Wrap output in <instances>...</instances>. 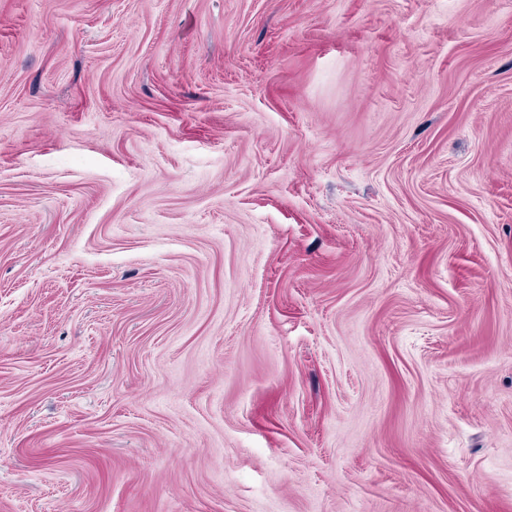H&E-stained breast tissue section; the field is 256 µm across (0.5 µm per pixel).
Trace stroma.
I'll use <instances>...</instances> for the list:
<instances>
[{"label": "stroma", "instance_id": "1", "mask_svg": "<svg viewBox=\"0 0 512 512\" xmlns=\"http://www.w3.org/2000/svg\"><path fill=\"white\" fill-rule=\"evenodd\" d=\"M0 512H512V0H0Z\"/></svg>", "mask_w": 512, "mask_h": 512}]
</instances>
